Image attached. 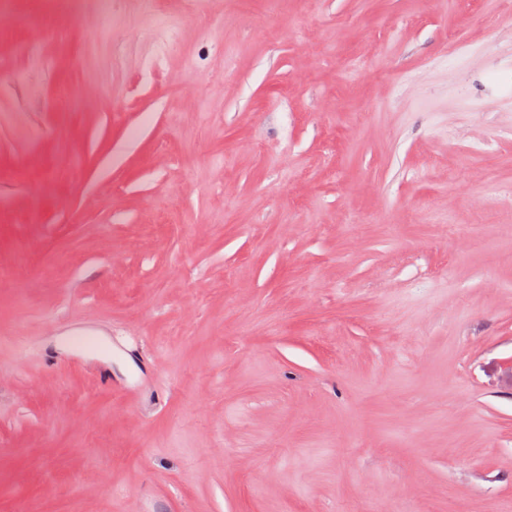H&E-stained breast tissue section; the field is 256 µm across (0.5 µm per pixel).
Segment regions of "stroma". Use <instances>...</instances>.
<instances>
[{"mask_svg":"<svg viewBox=\"0 0 512 512\" xmlns=\"http://www.w3.org/2000/svg\"><path fill=\"white\" fill-rule=\"evenodd\" d=\"M204 9L0 0V512H512V12Z\"/></svg>","mask_w":512,"mask_h":512,"instance_id":"stroma-1","label":"stroma"}]
</instances>
